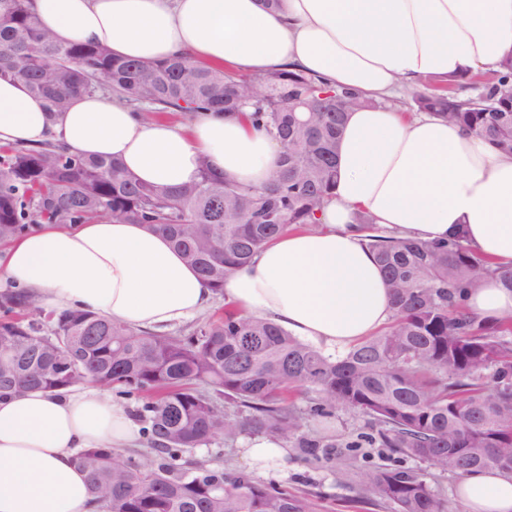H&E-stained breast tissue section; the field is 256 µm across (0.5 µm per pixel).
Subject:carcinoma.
<instances>
[{"label": "carcinoma", "instance_id": "1", "mask_svg": "<svg viewBox=\"0 0 512 512\" xmlns=\"http://www.w3.org/2000/svg\"><path fill=\"white\" fill-rule=\"evenodd\" d=\"M0 78L22 82L53 119L99 80L146 119L200 109L239 112L280 146L261 187L234 184L203 162L197 181L145 185L116 159L68 149L0 147V244L37 224L108 217L167 235L184 261L224 297V278L277 233L314 228L336 189L346 114L378 101L323 77L279 70L249 78L186 57L124 60L102 45L58 41L29 0H0ZM413 107L459 125L512 154V56L464 83L436 81ZM390 289L393 315L378 335L333 357L281 327L230 308L182 336L134 330L85 311L45 312L26 291H0V395L63 393L90 381L135 403L154 459L136 450L85 448L76 462L104 512H314L308 498L228 470L220 457L186 452L219 436L283 439L307 457L336 448H385L416 466L373 467L365 490L390 512H448L432 471L462 477L494 468L512 475V317L480 322L469 293L498 271L458 233L448 241L384 235L365 212ZM305 388L307 404L290 401ZM340 409L367 417L347 438L308 429Z\"/></svg>", "mask_w": 512, "mask_h": 512}]
</instances>
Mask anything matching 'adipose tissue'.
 I'll use <instances>...</instances> for the list:
<instances>
[{
  "instance_id": "1",
  "label": "adipose tissue",
  "mask_w": 512,
  "mask_h": 512,
  "mask_svg": "<svg viewBox=\"0 0 512 512\" xmlns=\"http://www.w3.org/2000/svg\"><path fill=\"white\" fill-rule=\"evenodd\" d=\"M31 9L57 39L102 44L120 58L181 54L241 74L297 69L375 99L348 114L319 225L282 234L225 279L224 301L242 314L330 354L382 329L392 300L354 222L359 211L394 237L463 231L493 265L512 268V154L392 102L426 79L494 71L512 55V0H279L272 10L262 0H31ZM47 142L120 159L161 187L195 182L204 161L227 180L260 186L280 154L240 114L145 120L95 92L52 120L22 83L0 79V146ZM8 285L48 311L79 309L152 331L187 324L214 302L165 236L108 219L40 224L0 248V287ZM468 307L481 321L512 316V289L489 277ZM140 441L124 406L93 388L0 397V512H99L77 453ZM243 448L262 473L288 454L285 441L262 436ZM456 496L465 512H512V478L470 473Z\"/></svg>"
}]
</instances>
